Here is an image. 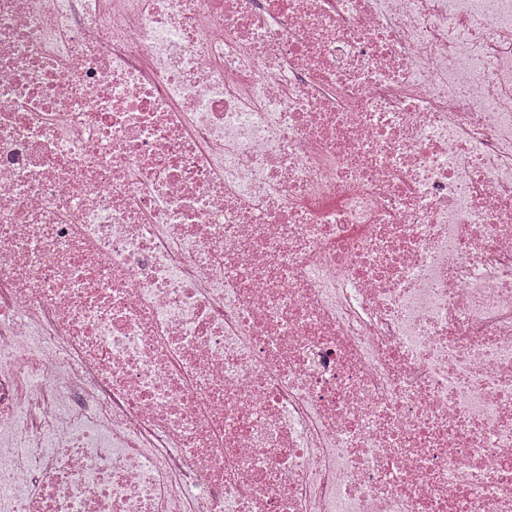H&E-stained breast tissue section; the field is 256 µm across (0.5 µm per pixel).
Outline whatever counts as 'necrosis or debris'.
<instances>
[{"label": "necrosis or debris", "mask_w": 512, "mask_h": 512, "mask_svg": "<svg viewBox=\"0 0 512 512\" xmlns=\"http://www.w3.org/2000/svg\"><path fill=\"white\" fill-rule=\"evenodd\" d=\"M0 512H512V0H0Z\"/></svg>", "instance_id": "obj_1"}]
</instances>
